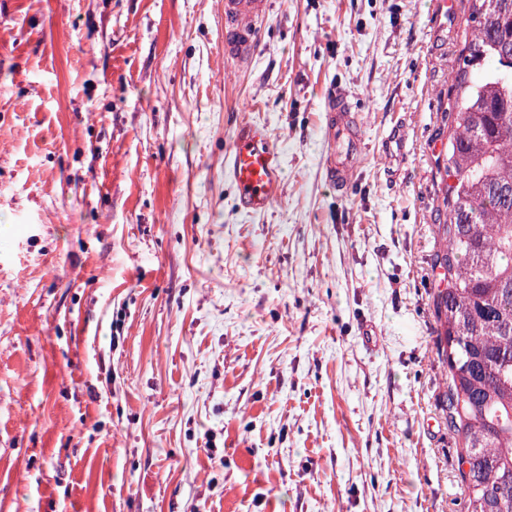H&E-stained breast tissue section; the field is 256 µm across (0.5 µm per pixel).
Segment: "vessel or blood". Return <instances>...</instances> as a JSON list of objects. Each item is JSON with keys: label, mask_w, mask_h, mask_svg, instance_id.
I'll list each match as a JSON object with an SVG mask.
<instances>
[{"label": "vessel or blood", "mask_w": 512, "mask_h": 512, "mask_svg": "<svg viewBox=\"0 0 512 512\" xmlns=\"http://www.w3.org/2000/svg\"><path fill=\"white\" fill-rule=\"evenodd\" d=\"M269 6L270 0H224L225 57L240 60L253 57L260 41V24ZM327 112V131L334 154L325 167L326 179L330 186L341 191L366 147L358 115L346 94H334L328 101ZM228 161L239 209L247 214L266 212L282 180L268 129L251 122L240 124Z\"/></svg>", "instance_id": "1"}]
</instances>
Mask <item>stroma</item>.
<instances>
[{"label":"stroma","mask_w":512,"mask_h":512,"mask_svg":"<svg viewBox=\"0 0 512 512\" xmlns=\"http://www.w3.org/2000/svg\"><path fill=\"white\" fill-rule=\"evenodd\" d=\"M271 2L239 62L224 0H0V512H465L433 258L467 0ZM327 112V132L331 136L334 154L325 167L326 180L337 191H343L366 147L359 132L358 114L352 112L346 94H334L328 101ZM228 161L239 209L247 214L266 212L282 180L268 129L251 122L240 124Z\"/></svg>","instance_id":"35a3bbf8"}]
</instances>
